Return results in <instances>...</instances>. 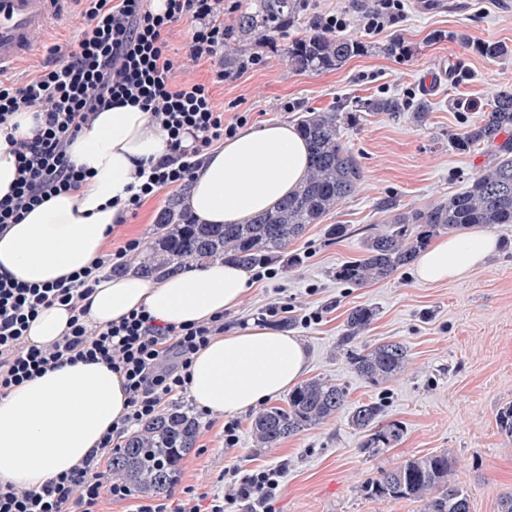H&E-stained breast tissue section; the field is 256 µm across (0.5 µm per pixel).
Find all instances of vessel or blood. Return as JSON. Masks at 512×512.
<instances>
[{
    "instance_id": "vessel-or-blood-1",
    "label": "vessel or blood",
    "mask_w": 512,
    "mask_h": 512,
    "mask_svg": "<svg viewBox=\"0 0 512 512\" xmlns=\"http://www.w3.org/2000/svg\"><path fill=\"white\" fill-rule=\"evenodd\" d=\"M69 0H0V71L38 46L37 37L63 20Z\"/></svg>"
}]
</instances>
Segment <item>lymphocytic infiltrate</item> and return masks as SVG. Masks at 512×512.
<instances>
[{"mask_svg": "<svg viewBox=\"0 0 512 512\" xmlns=\"http://www.w3.org/2000/svg\"><path fill=\"white\" fill-rule=\"evenodd\" d=\"M83 26L77 38H54L45 45V61L23 82L0 75V132L14 116L30 111L32 137L9 135L18 177L0 199V232L44 200L78 190L86 179L70 161L69 147L92 126L99 112L115 104H134L149 112L152 124L167 136L159 160L135 172L128 207L137 210L160 189L192 182L200 157L232 136L237 125L225 121L213 102L209 83L192 78L173 83L179 63L167 54L176 25L190 21L186 57L192 63L214 61L231 33L225 15L236 0H78ZM131 239L116 252L101 254L90 266L50 285H28L0 278V397L39 373L83 361H104L124 380L126 414L110 428L80 467L55 476L37 489L0 483V512H100L103 494L123 500L129 488L108 476L107 456L132 428L159 415L164 403L187 390L195 354L224 332L216 315L188 326L160 323L146 310L119 322L91 327L83 302L93 285L138 250ZM72 316L61 339L44 348L27 345L30 321L54 304ZM231 491L212 498L209 512H230L244 503L267 508L280 491L281 470L231 468Z\"/></svg>", "mask_w": 512, "mask_h": 512, "instance_id": "obj_1", "label": "lymphocytic infiltrate"}]
</instances>
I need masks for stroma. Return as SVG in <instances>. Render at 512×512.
Here are the masks:
<instances>
[{"label":"stroma","instance_id":"obj_1","mask_svg":"<svg viewBox=\"0 0 512 512\" xmlns=\"http://www.w3.org/2000/svg\"><path fill=\"white\" fill-rule=\"evenodd\" d=\"M367 2L312 0L311 8L275 39L229 44V51L257 59V66L218 83L214 72L222 61L205 62L175 71L172 81L193 77L212 83L225 118L245 116L249 127L292 123L303 113L373 96H428L432 110L425 122L408 113L397 119L364 114L345 130V141L364 167L362 186L289 244V253L302 259L299 266L278 267L275 276L253 282L241 305L224 314L230 331L256 322L300 337L309 354L307 378L338 384L352 405L382 401V423L400 424L402 439L387 453L369 456L360 449L362 434L341 414L279 447L261 448L250 432L254 414L249 411L239 416L237 447L228 449L224 415L195 409L184 394L174 402L192 411L200 430L168 491L175 510L187 502L208 507L224 492L226 468L237 464L282 468L270 512H421L420 503L370 499L360 487L407 458L443 451L453 461V479L467 491L470 512H498L501 497L512 492V435L498 424L500 412L512 405V224L493 227L497 255L462 280L425 285L410 265L362 288L336 278L338 266L361 254L368 229L382 224L383 202L405 209L427 206L462 191L487 164L480 152L455 149L450 137L480 121L494 92L512 90V55L491 60L473 49L477 41L512 47V8L497 0H460L447 12H422L413 0H404L403 22L370 39L369 51L342 68L297 72L289 67L286 49L312 25L315 12H347L351 24L345 34L357 40L358 8ZM394 39L408 46L407 55L384 52ZM437 69L443 72L441 82L424 92V79ZM171 194L166 188L146 200L115 227L105 250L131 238L149 247L155 215ZM338 224L347 228L340 237L331 233ZM275 303L287 305V313L266 316V306ZM359 306L373 308L375 316L349 343L343 339L346 318ZM386 341L404 344L410 363L376 386L354 372L348 353Z\"/></svg>","mask_w":512,"mask_h":512}]
</instances>
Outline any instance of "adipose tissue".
Segmentation results:
<instances>
[{
  "label": "adipose tissue",
  "mask_w": 512,
  "mask_h": 512,
  "mask_svg": "<svg viewBox=\"0 0 512 512\" xmlns=\"http://www.w3.org/2000/svg\"><path fill=\"white\" fill-rule=\"evenodd\" d=\"M165 151L163 133L140 107L101 112L70 148L85 184L34 207L0 234V276L48 285L90 265L119 219L138 165ZM308 163L295 126L270 122L241 130L204 155L188 206L202 224L246 223L297 189ZM497 249L487 232L438 239L418 256L416 277L426 285L466 278ZM249 284L244 268L221 260L158 280L110 277L86 299L87 320L105 326L142 308L162 323L188 325L237 308ZM69 317L58 304L42 309L30 323L28 344L58 340ZM307 364L299 337L251 323L212 337L197 352L187 388L198 408L232 416L295 386ZM127 401L122 376L102 361L67 364L14 387L0 399V481L36 488L78 467L126 412Z\"/></svg>",
  "instance_id": "1"
}]
</instances>
